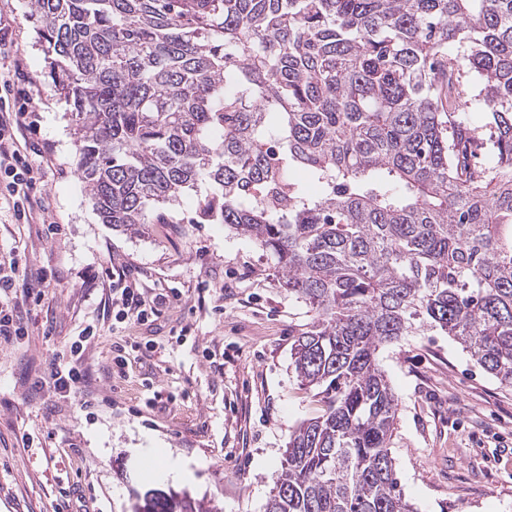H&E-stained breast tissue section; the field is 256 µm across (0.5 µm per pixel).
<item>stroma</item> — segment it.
<instances>
[{"mask_svg":"<svg viewBox=\"0 0 512 512\" xmlns=\"http://www.w3.org/2000/svg\"><path fill=\"white\" fill-rule=\"evenodd\" d=\"M33 0H0L9 26L0 77L23 71L29 100L18 140L39 145L37 219L0 216V249L48 278L29 335L0 344V512H125L155 482L133 463L156 437L196 468L175 484L214 512H264L289 432L323 404L291 359L311 319L289 293L269 252L220 224H196L194 197L178 223L130 234L102 223L76 174L71 116L48 86V55ZM60 226L47 237L42 219ZM125 269L158 302L154 322L113 325L111 268ZM102 336L87 350L88 385L108 401L87 419L81 395L56 409L30 390L34 374L62 360V343L86 324ZM154 341L151 359L130 355L124 376L106 378L116 339ZM379 362L398 399L391 441L395 473L418 512H512V388L502 387L439 331L385 345ZM167 405L148 406L153 393ZM34 438L19 448L21 436Z\"/></svg>","mask_w":512,"mask_h":512,"instance_id":"stroma-1","label":"stroma"}]
</instances>
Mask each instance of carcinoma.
<instances>
[{"instance_id":"carcinoma-1","label":"carcinoma","mask_w":512,"mask_h":512,"mask_svg":"<svg viewBox=\"0 0 512 512\" xmlns=\"http://www.w3.org/2000/svg\"><path fill=\"white\" fill-rule=\"evenodd\" d=\"M34 2L103 223L176 224L208 184L192 223L257 243L311 306L292 361L324 409L265 512H415L381 347L439 329L512 388V0ZM126 512L204 508L152 488Z\"/></svg>"}]
</instances>
